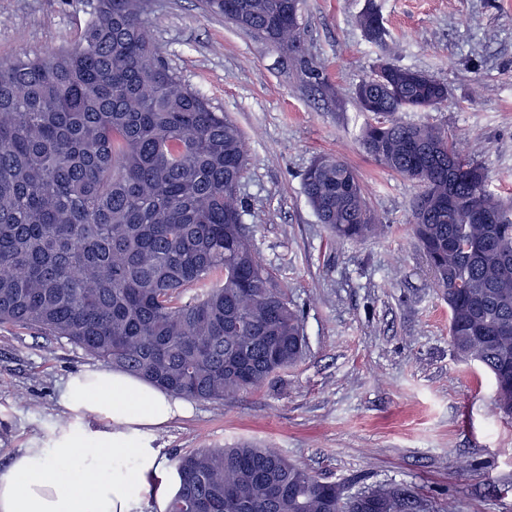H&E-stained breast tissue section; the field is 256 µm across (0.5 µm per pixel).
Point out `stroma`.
Returning a JSON list of instances; mask_svg holds the SVG:
<instances>
[{
	"instance_id": "obj_1",
	"label": "stroma",
	"mask_w": 512,
	"mask_h": 512,
	"mask_svg": "<svg viewBox=\"0 0 512 512\" xmlns=\"http://www.w3.org/2000/svg\"><path fill=\"white\" fill-rule=\"evenodd\" d=\"M369 6L385 47L359 25ZM87 18L85 0H0V60L65 47ZM301 26L322 84L198 0H157L151 17L167 65L246 136V222L303 308L308 344L274 386L193 402L154 445L170 470L183 454L249 441L349 495L390 484L413 492L415 512H512V418L494 407L491 377L450 344L448 304L407 229L418 186L364 153L371 116L356 97L382 58L432 74L447 104L396 120L447 128L489 169L490 189L512 196V0H304ZM319 154L355 168L384 234L340 242L318 224L302 177ZM95 364L67 340L0 326V470L51 436L58 386Z\"/></svg>"
}]
</instances>
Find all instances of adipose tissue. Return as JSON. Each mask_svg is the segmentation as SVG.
Here are the masks:
<instances>
[{
    "label": "adipose tissue",
    "mask_w": 512,
    "mask_h": 512,
    "mask_svg": "<svg viewBox=\"0 0 512 512\" xmlns=\"http://www.w3.org/2000/svg\"><path fill=\"white\" fill-rule=\"evenodd\" d=\"M70 415L48 442L30 441L0 472V512H140L164 506L167 474L155 434L187 407L139 377L109 367L68 375L58 397Z\"/></svg>",
    "instance_id": "obj_1"
}]
</instances>
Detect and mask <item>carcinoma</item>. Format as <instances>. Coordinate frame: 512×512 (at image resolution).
<instances>
[{
  "mask_svg": "<svg viewBox=\"0 0 512 512\" xmlns=\"http://www.w3.org/2000/svg\"><path fill=\"white\" fill-rule=\"evenodd\" d=\"M75 41L0 60V324L65 338L105 365L188 400L231 402L306 353L304 319L256 254L238 196L242 131L161 59L153 0H89ZM318 79L302 0H202ZM384 43L376 8L361 15ZM364 152L417 182L410 230L448 302L454 351L481 365L512 416V202L448 130L391 119L448 101L432 75L379 63L358 85ZM318 222L363 241L383 231L346 161L320 154L303 177ZM459 206L448 209V193ZM490 211L492 224H476ZM166 512H410L414 496L343 488L272 448L241 442L177 463Z\"/></svg>",
  "mask_w": 512,
  "mask_h": 512,
  "instance_id": "cac0c4a2",
  "label": "carcinoma"
}]
</instances>
